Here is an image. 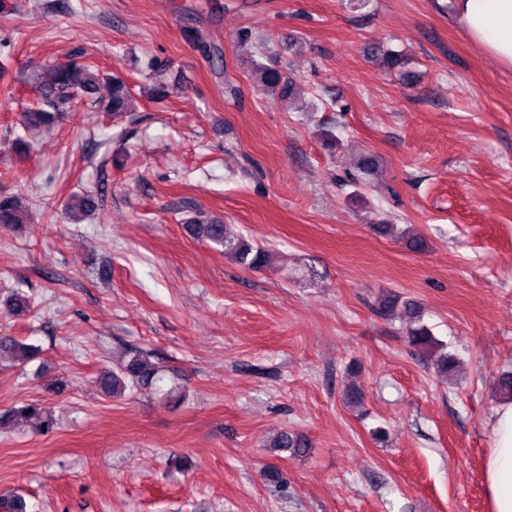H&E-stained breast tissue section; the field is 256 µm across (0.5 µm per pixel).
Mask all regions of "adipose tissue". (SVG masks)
<instances>
[{"instance_id":"1","label":"adipose tissue","mask_w":512,"mask_h":512,"mask_svg":"<svg viewBox=\"0 0 512 512\" xmlns=\"http://www.w3.org/2000/svg\"><path fill=\"white\" fill-rule=\"evenodd\" d=\"M453 17L472 42L494 60L512 66V0H453ZM494 446L482 463L492 512H512V401L490 418Z\"/></svg>"}]
</instances>
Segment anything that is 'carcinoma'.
Wrapping results in <instances>:
<instances>
[{"label":"carcinoma","mask_w":512,"mask_h":512,"mask_svg":"<svg viewBox=\"0 0 512 512\" xmlns=\"http://www.w3.org/2000/svg\"><path fill=\"white\" fill-rule=\"evenodd\" d=\"M167 69L158 67L155 82L150 88V96L162 100L170 94V84L164 78ZM257 85L266 91H279L289 95L293 84L283 71L259 63L254 68ZM109 85L110 95L105 100L93 99L100 82ZM41 102L27 109L21 115V124L27 129H35L51 125L62 111L71 104L82 99L101 104L104 111L116 119L135 111L134 97L126 80L119 75H104L94 66L74 59L69 64L59 67L50 66L38 77ZM94 206L90 195H73L66 204V214L75 216L86 214ZM26 210L20 205L17 196L0 192V227L13 228L25 223ZM191 233L197 238L224 249V255L248 270H258L266 266L268 253L263 248L251 243L241 235L229 232L228 225L214 215L198 211L188 219ZM398 297L390 296L380 306L382 315L388 318L406 317L409 323L405 327V339L409 346L433 354L436 373L446 376L454 372L456 358L444 351V347L431 333L427 326L420 323L419 308L414 303H407L403 309L397 308ZM28 298L13 293L4 301V310L10 314L29 310ZM8 357L17 364H26L33 358V348L11 336H0V359ZM156 381L155 368L148 363L143 353L133 352L127 360L100 374L98 378L101 389L109 396L121 395L126 389H140L153 385ZM32 421L39 430L48 431L54 425L51 412L29 405L12 416L18 414ZM274 448H291L298 454L306 452V440L297 434L282 432L271 442Z\"/></svg>","instance_id":"obj_1"}]
</instances>
